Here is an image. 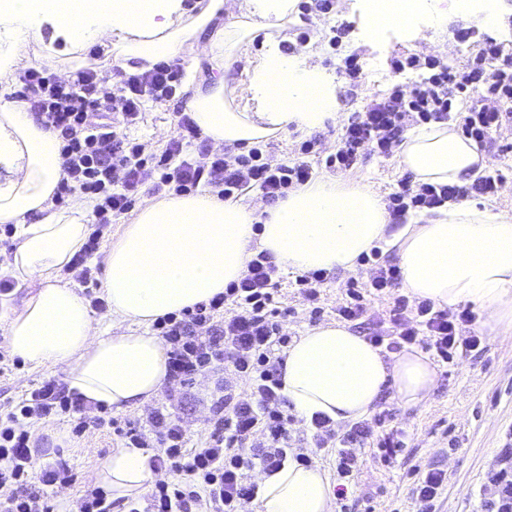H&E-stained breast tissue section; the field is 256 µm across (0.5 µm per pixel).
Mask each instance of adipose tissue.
I'll return each mask as SVG.
<instances>
[{
	"label": "adipose tissue",
	"instance_id": "ef3b65f1",
	"mask_svg": "<svg viewBox=\"0 0 512 512\" xmlns=\"http://www.w3.org/2000/svg\"><path fill=\"white\" fill-rule=\"evenodd\" d=\"M420 0L387 9L370 0L371 37L393 23L412 26ZM296 0H209L198 14H185L182 0H0V75L24 69L20 44L40 36L51 22L69 45L71 65L99 44L113 63L134 73L180 56L202 41L211 63L206 80L188 78L186 110L215 147L253 145L295 128L310 132L343 115L334 76L316 60L318 34L297 51H272L253 59L240 84L248 107L231 106L225 73L239 47L260 32L285 28ZM60 140L38 124L22 104L0 93V224L15 227L18 242L0 274L38 289L4 318L11 352L39 365L65 366L70 390L89 402L121 412L156 397L165 383L164 341L151 333L166 314L208 301L241 278L251 245L293 270L354 269L357 259L384 243L398 247L404 288L439 306L477 305L491 333L512 331V214L466 202L448 203L391 226L381 198L366 185H346L334 174L289 192L254 230L250 198L218 200L209 191L169 195L136 214L107 251L104 299L122 333L100 335L89 303L59 277L85 242L90 203L72 198L56 208L62 177ZM400 161L419 183L471 184L488 158L454 125L417 127L400 146ZM282 393L298 417L324 414L342 424L367 416L381 390L392 386L416 404L436 384L429 358L410 349L385 359L380 349L348 326L308 329L285 351ZM153 478L150 457L136 448L116 449L97 472L98 483L119 499L144 492ZM258 512H332L331 486L319 466L285 463L259 483Z\"/></svg>",
	"mask_w": 512,
	"mask_h": 512
}]
</instances>
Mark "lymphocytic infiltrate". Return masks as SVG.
<instances>
[{
	"label": "lymphocytic infiltrate",
	"instance_id": "f902f5d3",
	"mask_svg": "<svg viewBox=\"0 0 512 512\" xmlns=\"http://www.w3.org/2000/svg\"><path fill=\"white\" fill-rule=\"evenodd\" d=\"M408 65L428 70L426 84L395 87L385 100L353 117L336 153L328 158L336 169H351L368 151L392 155L404 140L407 121L447 120L449 81L464 86L474 78L470 70L449 74L447 65L435 57H413ZM183 76L174 60L159 61L142 73L117 71L109 85L93 65L79 68L68 80L42 66L18 76L15 100L60 139L63 177L53 196L56 206L76 196L93 203L87 240L65 271L91 293L97 310H105L106 303L93 293L99 271L93 258L113 219L133 209L143 185H150L155 194L179 196L205 186L224 202L255 190L273 202L313 177L310 156L318 144L314 138L303 141L294 158L275 163L256 146L245 152L213 150L184 112L175 113L173 132L163 147L130 138L126 129L142 120L145 105L173 100ZM466 193L455 185L404 182L389 196L387 211L397 224L409 211L431 209ZM367 260L369 278L346 281L337 318L362 319L372 298L387 296L391 304L378 314L377 329L368 338L373 346L399 353L416 345L445 363L482 351L483 337L471 331L475 316L470 308L440 309L431 300L397 293L400 267L383 260L376 247ZM279 297V267L268 252L260 251L253 254L244 276L227 284L223 293L155 320L153 329L167 346L168 382L187 387L218 369L224 376L215 386L206 419L209 433L198 446H190L180 417L164 404L143 411L128 428H117L127 447L153 449L152 467L169 474L141 498L127 499V512H243L257 496L259 475L277 471L290 459L311 464L302 439L291 434L290 404L281 393L284 352L291 338L280 322ZM56 417L69 419L78 437L107 423L101 415L87 417L83 398L54 379L10 402L0 419V512H53L31 489L36 476L31 428ZM391 418V411L384 410L344 431L326 416L312 419L315 447L336 454L338 498H346L366 450L375 448L387 457L399 451L396 431L385 428ZM36 477L51 488L76 481L62 458ZM447 483L442 469L417 473L411 497L418 512H437ZM485 489V512H512V451L488 474Z\"/></svg>",
	"mask_w": 512,
	"mask_h": 512
}]
</instances>
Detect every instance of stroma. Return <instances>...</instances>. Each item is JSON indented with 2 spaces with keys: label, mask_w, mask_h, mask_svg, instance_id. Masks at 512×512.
Masks as SVG:
<instances>
[{
  "label": "stroma",
  "mask_w": 512,
  "mask_h": 512,
  "mask_svg": "<svg viewBox=\"0 0 512 512\" xmlns=\"http://www.w3.org/2000/svg\"><path fill=\"white\" fill-rule=\"evenodd\" d=\"M314 32L320 36L318 60L340 83L345 112L343 119L327 122L316 132L322 149L311 163L315 173L320 174L327 170L326 155L339 147L350 116L364 111L371 102L386 98L395 86L423 82L426 70L398 68L399 60L436 57L447 62L453 71H462L485 38L512 45V14L505 15L499 28L492 31L480 28L474 16L452 15L442 26L422 21L412 30L393 28L370 41L364 33L358 0H336L328 15L309 14L288 29L274 32L271 40L260 38L243 44L240 62L234 63L227 73L228 98L238 96L242 59H253L275 48L290 53ZM449 42L454 49L448 53L444 47ZM348 58L358 69V77L353 81L344 73V61ZM185 103L186 96L180 93L165 105L147 104L143 121L128 127L127 135L162 146L173 130L174 112L184 109ZM482 147L489 158L488 171L499 174L501 185L497 193H473L468 200L512 213V118L492 130ZM340 178L349 184L367 185L385 199L397 191L401 181L411 180L412 175L404 170L399 155L384 157L369 152L351 170L341 173ZM280 274L284 280L282 302L289 308L283 329L296 339L310 327L307 303L293 286L295 271L284 267ZM473 329L485 337V349L450 364H437L436 386L423 401L408 405L393 388L382 391L374 408L392 410L395 425L405 431L402 448L390 459L377 452L367 453L353 488L345 500L335 502L334 512H417L410 494L414 472L432 465L448 473L439 512H481L480 492L485 476L497 466L505 434L512 429V333L493 336L479 322L474 323ZM65 377L64 366L58 364H24L19 370L0 374V404L20 398L42 380L61 381ZM214 387V376L206 375L198 377L189 388H171L170 392L182 396L177 411L192 440H199L204 434ZM32 431L39 445L34 456L36 463L60 456L75 468V485L51 496L57 512H65L75 496L94 486L95 473L112 451L122 445L111 427L76 437L64 419L36 423Z\"/></svg>",
  "instance_id": "obj_1"
}]
</instances>
